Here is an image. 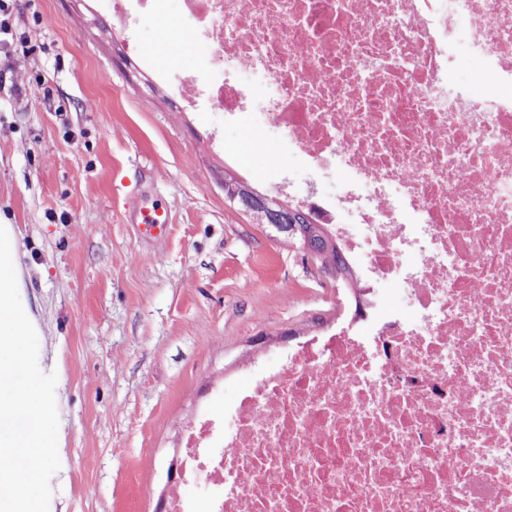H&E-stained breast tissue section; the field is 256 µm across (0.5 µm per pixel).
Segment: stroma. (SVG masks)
<instances>
[{
	"label": "stroma",
	"mask_w": 512,
	"mask_h": 512,
	"mask_svg": "<svg viewBox=\"0 0 512 512\" xmlns=\"http://www.w3.org/2000/svg\"><path fill=\"white\" fill-rule=\"evenodd\" d=\"M0 219L13 224L19 297L56 373L59 471L49 512H163L192 423L220 415L249 369L349 318L356 294L224 199L233 170L292 203L338 192L246 114L187 103L173 75L212 70L175 41L181 0H5ZM167 45L168 59L152 50ZM170 217L141 234L132 208Z\"/></svg>",
	"instance_id": "1"
}]
</instances>
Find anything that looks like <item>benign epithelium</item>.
Listing matches in <instances>:
<instances>
[{
    "label": "benign epithelium",
    "mask_w": 512,
    "mask_h": 512,
    "mask_svg": "<svg viewBox=\"0 0 512 512\" xmlns=\"http://www.w3.org/2000/svg\"><path fill=\"white\" fill-rule=\"evenodd\" d=\"M224 196L237 208L257 217L262 224L274 228L285 240L297 244L313 257L319 256L315 238L325 229L305 218L297 222L288 220V206L274 196L262 194L235 173L224 170Z\"/></svg>",
    "instance_id": "benign-epithelium-1"
}]
</instances>
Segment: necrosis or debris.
<instances>
[{
    "label": "necrosis or debris",
    "mask_w": 512,
    "mask_h": 512,
    "mask_svg": "<svg viewBox=\"0 0 512 512\" xmlns=\"http://www.w3.org/2000/svg\"><path fill=\"white\" fill-rule=\"evenodd\" d=\"M182 3L214 56L182 96L254 107L348 173L315 216L363 257L357 288L396 280L406 307L360 303L251 378L226 426L201 415L166 512H512V0ZM244 75L279 98L253 104ZM460 65L461 69L468 77L474 92L487 94L497 90L496 84L481 71L480 66L476 62L464 60Z\"/></svg>",
    "instance_id": "necrosis-or-debris-1"
}]
</instances>
